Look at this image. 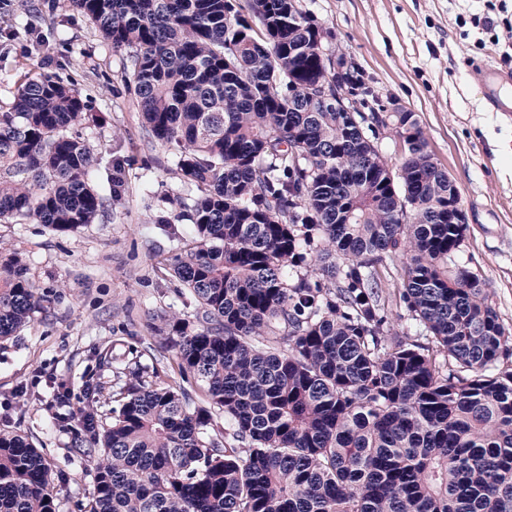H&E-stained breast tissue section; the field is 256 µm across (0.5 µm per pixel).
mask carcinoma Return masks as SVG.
<instances>
[{
    "label": "carcinoma",
    "instance_id": "cac0c4a2",
    "mask_svg": "<svg viewBox=\"0 0 512 512\" xmlns=\"http://www.w3.org/2000/svg\"><path fill=\"white\" fill-rule=\"evenodd\" d=\"M112 47L148 136L174 149L186 224L162 263L190 315L164 318L184 385L125 364L55 428L94 454L88 512H512V348L454 254L461 199L413 112L383 127L315 99L329 32L298 0H70ZM80 92L52 75L0 112V223L59 233L124 206L93 184ZM405 257L394 329L379 269ZM47 295L0 242V338ZM205 392L196 403L192 388ZM108 411H102L106 405ZM29 436L0 429V512H59Z\"/></svg>",
    "mask_w": 512,
    "mask_h": 512
}]
</instances>
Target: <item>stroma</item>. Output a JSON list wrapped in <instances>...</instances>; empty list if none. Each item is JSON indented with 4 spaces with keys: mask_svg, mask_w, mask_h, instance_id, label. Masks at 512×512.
Wrapping results in <instances>:
<instances>
[{
    "mask_svg": "<svg viewBox=\"0 0 512 512\" xmlns=\"http://www.w3.org/2000/svg\"><path fill=\"white\" fill-rule=\"evenodd\" d=\"M333 34L380 101L415 112L435 160L459 188L468 218L455 254L486 284L489 302L512 332V115L485 111L474 63L512 70V0H299ZM497 18L495 31L474 15ZM124 53L114 49L67 0H0V112L20 85L49 73L74 86L89 120L77 131L97 158L105 183L113 160L125 171V204L97 223L57 233L41 224H1L0 241L27 262L49 297L14 336L0 339V428L28 434L48 462L60 512H83L94 470L85 449L52 425L53 388L67 381L72 409L97 373L96 353L160 364L182 378L157 329L180 308L158 267L179 244V224L155 223L159 199L178 178L168 150L146 134L123 92Z\"/></svg>",
    "mask_w": 512,
    "mask_h": 512,
    "instance_id": "obj_1",
    "label": "stroma"
}]
</instances>
